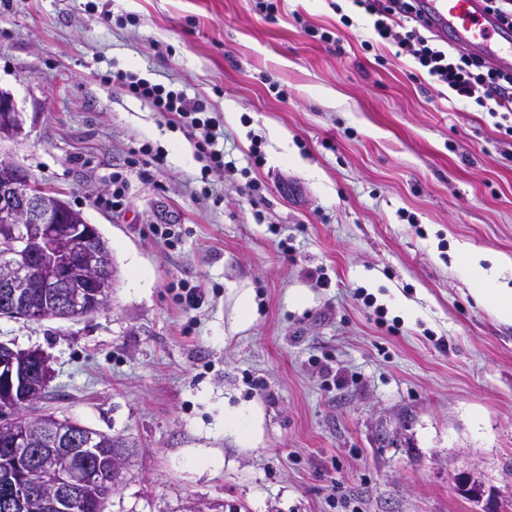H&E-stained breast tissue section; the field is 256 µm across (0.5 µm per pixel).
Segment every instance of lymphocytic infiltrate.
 Wrapping results in <instances>:
<instances>
[{
    "instance_id": "f902f5d3",
    "label": "lymphocytic infiltrate",
    "mask_w": 512,
    "mask_h": 512,
    "mask_svg": "<svg viewBox=\"0 0 512 512\" xmlns=\"http://www.w3.org/2000/svg\"><path fill=\"white\" fill-rule=\"evenodd\" d=\"M373 16L376 38L393 40L400 51L412 53L419 70L436 85L455 93L457 100L485 108L494 127L512 137V69L490 64L464 47L448 49L422 16L421 0H352ZM114 81L131 95L147 100L156 111L170 116L185 128L196 155L214 165H224L226 154L219 149V124L209 116L201 101L188 100L182 91L141 78L133 72H116Z\"/></svg>"
}]
</instances>
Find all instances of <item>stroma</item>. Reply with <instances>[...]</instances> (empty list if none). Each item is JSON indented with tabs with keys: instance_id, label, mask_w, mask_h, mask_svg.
Segmentation results:
<instances>
[{
	"instance_id": "obj_1",
	"label": "stroma",
	"mask_w": 512,
	"mask_h": 512,
	"mask_svg": "<svg viewBox=\"0 0 512 512\" xmlns=\"http://www.w3.org/2000/svg\"><path fill=\"white\" fill-rule=\"evenodd\" d=\"M276 4L0 0V91L25 121L0 156L64 192L115 268L104 310L0 315V343L48 357L43 410L131 448L105 512H512V325L459 259L512 258V141L411 55L364 50L351 0ZM119 70L207 103L235 169L204 170Z\"/></svg>"
}]
</instances>
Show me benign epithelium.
Returning <instances> with one entry per match:
<instances>
[{"instance_id":"7a95c632","label":"benign epithelium","mask_w":512,"mask_h":512,"mask_svg":"<svg viewBox=\"0 0 512 512\" xmlns=\"http://www.w3.org/2000/svg\"><path fill=\"white\" fill-rule=\"evenodd\" d=\"M24 120L14 101L0 93V143L17 140ZM100 232L71 208L59 191L37 189L21 167L0 159V309L28 321L51 312L61 319L95 313L112 299V257ZM50 380L38 350L16 351L0 343V437L19 469L39 464L43 479L19 476L8 512H77L92 488L109 496L121 472L101 478L87 457L101 433L73 420L28 410L37 406Z\"/></svg>"}]
</instances>
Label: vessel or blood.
<instances>
[{
	"mask_svg": "<svg viewBox=\"0 0 512 512\" xmlns=\"http://www.w3.org/2000/svg\"><path fill=\"white\" fill-rule=\"evenodd\" d=\"M423 9L435 32L495 59L501 68H512V32L499 29L481 0H423Z\"/></svg>",
	"mask_w": 512,
	"mask_h": 512,
	"instance_id": "vessel-or-blood-1",
	"label": "vessel or blood"
}]
</instances>
